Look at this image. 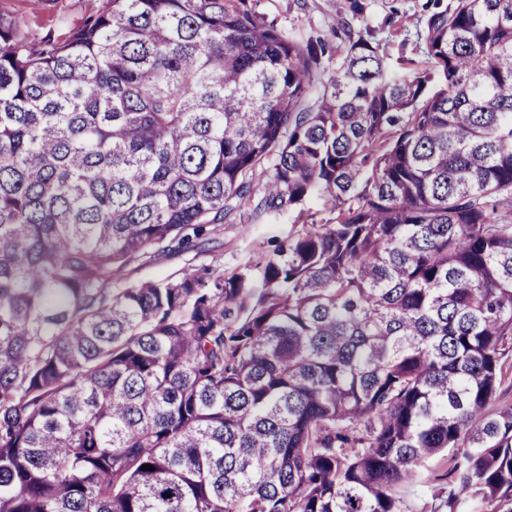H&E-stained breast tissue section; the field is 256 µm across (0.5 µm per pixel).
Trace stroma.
Wrapping results in <instances>:
<instances>
[{
  "mask_svg": "<svg viewBox=\"0 0 512 512\" xmlns=\"http://www.w3.org/2000/svg\"><path fill=\"white\" fill-rule=\"evenodd\" d=\"M352 0H246V6L267 22L275 24L299 42L323 39L330 45L322 58L326 76L336 73L342 39L334 30L339 17L349 18L354 31H370L373 43L386 57V74L400 80L411 77V60L421 59L418 35L425 0H360L363 11L353 14ZM27 27L55 26L58 14L71 18L98 5V0H0ZM263 178L252 183L251 198L238 213L221 224L217 233L197 241L194 247L144 258L127 267L126 283L160 280L175 276L184 267L211 276L230 274L256 264L274 242L286 239L305 224H323L333 219L330 207L321 199L308 201L303 211H287L274 217L256 214V200L263 195Z\"/></svg>",
  "mask_w": 512,
  "mask_h": 512,
  "instance_id": "1",
  "label": "stroma"
}]
</instances>
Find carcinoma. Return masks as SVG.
Masks as SVG:
<instances>
[{
    "instance_id": "obj_1",
    "label": "carcinoma",
    "mask_w": 512,
    "mask_h": 512,
    "mask_svg": "<svg viewBox=\"0 0 512 512\" xmlns=\"http://www.w3.org/2000/svg\"><path fill=\"white\" fill-rule=\"evenodd\" d=\"M426 11L432 93L343 17L325 79L237 0L0 6V512H413L437 456L439 508L512 512V0ZM258 172L334 223L118 287ZM13 15L31 29L56 27V17L66 13L70 18L95 9L97 0H0Z\"/></svg>"
}]
</instances>
